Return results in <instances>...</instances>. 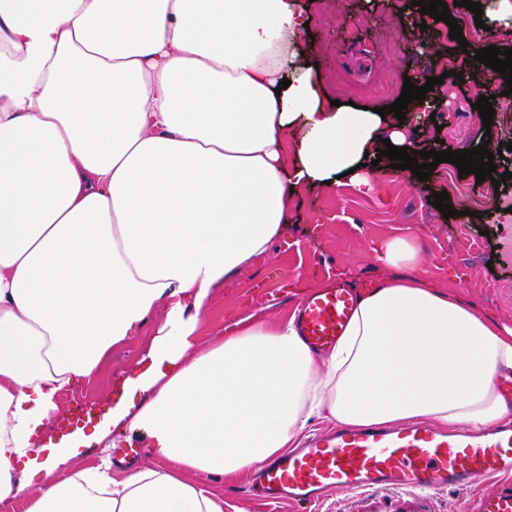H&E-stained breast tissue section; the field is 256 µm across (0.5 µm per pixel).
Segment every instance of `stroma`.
<instances>
[{
	"label": "stroma",
	"mask_w": 512,
	"mask_h": 512,
	"mask_svg": "<svg viewBox=\"0 0 512 512\" xmlns=\"http://www.w3.org/2000/svg\"><path fill=\"white\" fill-rule=\"evenodd\" d=\"M444 22L427 19L417 27L406 0H329L315 15L299 49L316 63L331 99L341 104L381 107L399 98L406 78L425 74L443 77L434 88L447 101L435 121L417 124L409 133L417 150H431L444 140L454 150L512 142V95H504L502 74L478 61H466L455 43L445 40ZM492 99L491 128H484L474 105L480 96ZM373 189L343 181L333 187L302 183L288 206V233L273 240L264 254L236 270L217 288L202 319L199 348L233 320L257 314L275 319L294 309L298 298L328 287L340 278L352 287L378 285L394 276L375 263L370 252L385 241L414 236L425 257L420 274L435 288L471 305L492 319L512 322V221L487 209L483 187L474 175H460L455 165H437L429 180L379 162ZM459 184L466 199L451 195L456 214L444 218L433 207L434 192ZM153 335L145 323L115 347L91 383L62 396L64 410L82 401L86 414L52 421L48 435L59 438L76 428L97 423L112 406L119 378L146 355ZM224 496V512H353L349 492L332 490L317 505L302 508L269 500L250 489L246 478L215 483Z\"/></svg>",
	"instance_id": "obj_1"
}]
</instances>
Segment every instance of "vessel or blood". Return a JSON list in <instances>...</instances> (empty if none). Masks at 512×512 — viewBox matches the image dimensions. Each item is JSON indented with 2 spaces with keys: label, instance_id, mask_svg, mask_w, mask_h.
Masks as SVG:
<instances>
[{
  "label": "vessel or blood",
  "instance_id": "vessel-or-blood-1",
  "mask_svg": "<svg viewBox=\"0 0 512 512\" xmlns=\"http://www.w3.org/2000/svg\"><path fill=\"white\" fill-rule=\"evenodd\" d=\"M356 306L355 289L341 281L308 294L298 315L302 336L316 349L334 345ZM254 481L293 505L333 489L392 490L398 512H429L436 494L469 490L473 512H512V423L480 433L420 423L343 427L265 463Z\"/></svg>",
  "mask_w": 512,
  "mask_h": 512
}]
</instances>
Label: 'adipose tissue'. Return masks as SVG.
<instances>
[{"instance_id":"ef3b65f1","label":"adipose tissue","mask_w":512,"mask_h":512,"mask_svg":"<svg viewBox=\"0 0 512 512\" xmlns=\"http://www.w3.org/2000/svg\"><path fill=\"white\" fill-rule=\"evenodd\" d=\"M302 0H0V512H224L211 484L294 446L314 421L512 416V326L402 267L328 352L295 314L236 320L198 350L229 275L288 231L289 183L367 180L393 115L331 105L295 45ZM297 159L288 168L285 148ZM162 318L90 432L45 439L60 397ZM149 443L121 473L83 448Z\"/></svg>"}]
</instances>
